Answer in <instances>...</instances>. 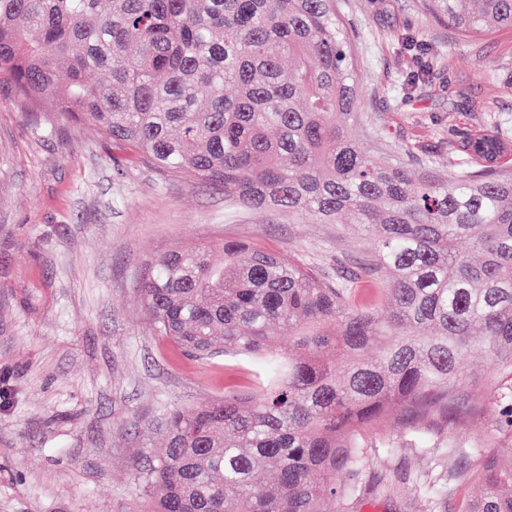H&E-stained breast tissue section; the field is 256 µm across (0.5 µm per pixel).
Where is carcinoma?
<instances>
[{"label":"carcinoma","mask_w":512,"mask_h":512,"mask_svg":"<svg viewBox=\"0 0 512 512\" xmlns=\"http://www.w3.org/2000/svg\"><path fill=\"white\" fill-rule=\"evenodd\" d=\"M422 7L465 37L512 29V0ZM352 44L337 0H0V78L22 106L240 207L348 224L374 237L365 276L387 275L356 304L359 280L251 243L149 260L138 292L155 333L202 362L250 357L258 378L166 411L137 477L149 512H346L362 434L396 408L422 446L432 418L486 410L512 430V176L490 166L506 140H468L443 179L372 159L354 136ZM471 354L507 386L500 408L464 397ZM474 482L464 512H512V458L486 457Z\"/></svg>","instance_id":"obj_1"}]
</instances>
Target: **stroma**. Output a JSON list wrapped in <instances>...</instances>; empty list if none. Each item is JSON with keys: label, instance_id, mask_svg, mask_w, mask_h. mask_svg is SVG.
<instances>
[{"label": "stroma", "instance_id": "35a3bbf8", "mask_svg": "<svg viewBox=\"0 0 512 512\" xmlns=\"http://www.w3.org/2000/svg\"><path fill=\"white\" fill-rule=\"evenodd\" d=\"M363 92L359 140L443 176L465 138L512 142V30L477 39L437 23L419 0H338ZM121 149L88 126L50 124L0 84V512H142L136 478L164 435V412L247 392L252 363L179 355L142 312L137 279L187 243H256L328 278L354 277L370 239L342 224L229 207L222 188L116 165ZM406 420L364 437L367 486L352 512H461L484 457L512 454L491 417L429 428ZM464 455L437 468L438 442Z\"/></svg>", "mask_w": 512, "mask_h": 512}]
</instances>
